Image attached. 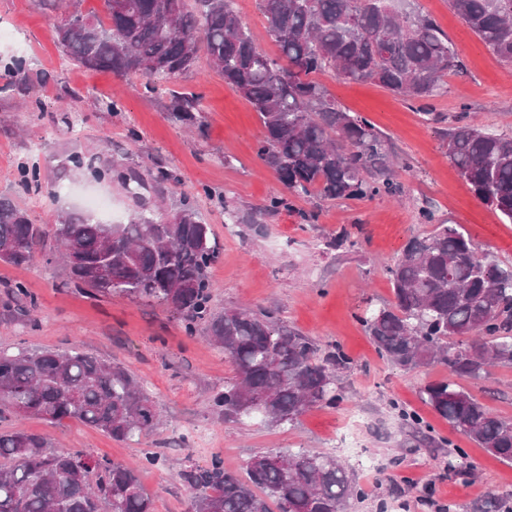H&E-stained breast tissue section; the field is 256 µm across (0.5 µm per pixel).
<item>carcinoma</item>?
<instances>
[{"label":"carcinoma","instance_id":"carcinoma-1","mask_svg":"<svg viewBox=\"0 0 512 512\" xmlns=\"http://www.w3.org/2000/svg\"><path fill=\"white\" fill-rule=\"evenodd\" d=\"M468 28L512 63V0H448ZM276 60L255 44L230 0H117L105 17L87 14L75 32L52 25L62 53L87 70L150 83L188 71L199 52L259 113L257 155L296 196L323 200L396 196L385 176L386 148L371 122L336 106L315 76L333 72L373 81L410 100L446 92L463 61L436 22L384 0H259ZM173 111L192 123L199 100L173 97ZM448 132V157L474 195L512 224V136L467 121ZM404 246L386 273L387 307L358 319L380 356L405 373L432 365L448 378L419 395L450 426L503 463H512V421L494 414L454 381L478 380L495 365L512 366V265L478 253L452 224ZM219 257L210 225L187 200L171 222L143 213L127 224H98L63 211L46 230L7 194L0 196V262L22 266L62 260L66 285L91 297L121 293L165 306L186 335L200 334L230 362L233 376L212 403L224 420L294 426L315 407L344 400L338 372L351 358L321 349L288 327L277 310L214 312L208 269ZM17 419L73 418L117 441H133L160 424L153 398L132 372L72 350L0 351V410ZM246 479L214 456L180 472L190 512H345L363 491L334 455L301 448L258 453ZM155 512L138 471L94 459L82 449H55L41 434L0 431V512ZM479 512H512V493L489 492Z\"/></svg>","mask_w":512,"mask_h":512}]
</instances>
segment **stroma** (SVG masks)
I'll return each mask as SVG.
<instances>
[{
	"instance_id": "stroma-1",
	"label": "stroma",
	"mask_w": 512,
	"mask_h": 512,
	"mask_svg": "<svg viewBox=\"0 0 512 512\" xmlns=\"http://www.w3.org/2000/svg\"><path fill=\"white\" fill-rule=\"evenodd\" d=\"M86 13L103 0H0V194L27 211L33 223L53 224L63 211L94 215L102 224L128 223L139 209L167 213L190 200L221 247L209 269L215 310L272 307L289 326L320 346L339 345L350 356L339 373L345 399L318 407L291 428L246 427L224 421L211 396L231 377L224 357L201 336H187L163 306L125 296L90 298L66 287L59 263H0V349L15 352L72 347L128 367L153 397L161 426L135 442H121L75 419L51 423L24 419L29 431L54 447L79 448L94 458L137 466L156 512H188L180 469L220 456L241 471L260 452L324 451L343 461L363 498L348 512H474L490 491L512 492V464L500 462L453 431L425 406L421 385L446 378L436 365L405 373L382 359L358 320L366 306L393 301L386 274L404 245L429 233L421 210L436 221L458 224L479 253L512 264V224L481 202L448 157V131L461 109L472 122L512 136V65L501 62L451 9L448 0H414L456 44L464 67L448 76V90L430 101L432 119L417 102L371 81L321 75L337 104L367 118L388 140L395 160L388 175L399 197L322 200L288 197L275 172L257 155L262 126L252 105L199 58L191 70L145 88L73 64L57 47L48 20L62 21L71 5ZM23 61L32 85L6 71ZM197 96L202 120L189 125L171 110L170 90ZM94 158L93 168L59 172L69 154ZM162 167L176 182L148 181L141 199L123 189L118 172ZM38 172L21 181L22 169ZM57 186L59 194L47 193ZM347 232L356 248L329 249L326 238ZM22 284L31 301H18L10 286ZM460 386L495 413L512 418V367L491 368ZM417 411L441 442L415 448L404 412ZM464 449L475 466L465 479L448 462ZM166 459L143 466L150 454Z\"/></svg>"
}]
</instances>
